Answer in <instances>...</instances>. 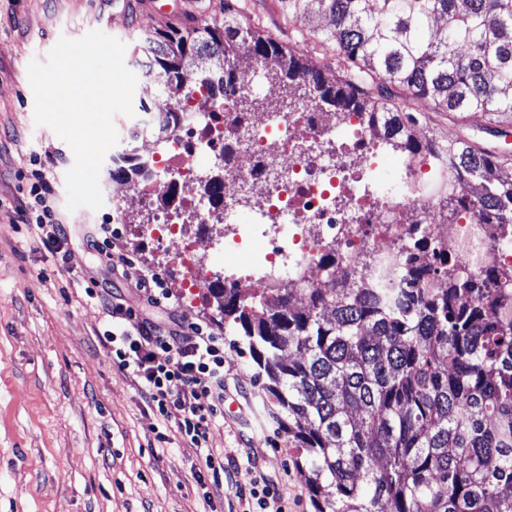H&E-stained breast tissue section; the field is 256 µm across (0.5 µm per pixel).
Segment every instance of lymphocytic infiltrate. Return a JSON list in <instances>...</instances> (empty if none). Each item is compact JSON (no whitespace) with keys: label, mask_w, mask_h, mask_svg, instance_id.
Listing matches in <instances>:
<instances>
[{"label":"lymphocytic infiltrate","mask_w":512,"mask_h":512,"mask_svg":"<svg viewBox=\"0 0 512 512\" xmlns=\"http://www.w3.org/2000/svg\"><path fill=\"white\" fill-rule=\"evenodd\" d=\"M34 168L16 213L21 223L34 226L38 236L53 255L59 254L67 241L66 228L49 205V172L40 158H33ZM108 315L109 329L101 338L111 346L112 362L133 374L141 394L160 418H169L171 410L182 417L177 429L183 441L198 450L206 470L211 471L214 488H222L220 476L225 466H246L255 471V458L246 463H225L209 445L210 430L224 409V338L206 323L191 324L189 329H163L149 319L137 316L121 302H113Z\"/></svg>","instance_id":"1"}]
</instances>
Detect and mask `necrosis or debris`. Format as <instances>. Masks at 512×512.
I'll return each instance as SVG.
<instances>
[{
    "label": "necrosis or debris",
    "mask_w": 512,
    "mask_h": 512,
    "mask_svg": "<svg viewBox=\"0 0 512 512\" xmlns=\"http://www.w3.org/2000/svg\"><path fill=\"white\" fill-rule=\"evenodd\" d=\"M258 70L240 78L234 93L211 90L200 77L185 81L169 115L166 147L145 156L150 177L125 181L112 194L118 223H129L128 199L154 207L150 237L169 246L188 290L208 280L206 260L187 237L188 224L216 227L225 253L250 252L248 263H225L224 278L244 294L274 288H382L405 271L408 238L428 239L443 275L435 287L462 275L512 269V226L490 224L477 212L445 221L437 209L444 186L460 187L430 157L401 159L385 178L379 141L356 112L271 108L281 87L269 81L257 103ZM208 154L216 175L202 173ZM209 194H202V184ZM263 225V249L250 227ZM335 253V269L322 258Z\"/></svg>",
    "instance_id": "1"
}]
</instances>
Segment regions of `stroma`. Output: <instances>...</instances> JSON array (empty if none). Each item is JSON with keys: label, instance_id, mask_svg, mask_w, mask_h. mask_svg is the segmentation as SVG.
<instances>
[{"label": "stroma", "instance_id": "stroma-1", "mask_svg": "<svg viewBox=\"0 0 512 512\" xmlns=\"http://www.w3.org/2000/svg\"><path fill=\"white\" fill-rule=\"evenodd\" d=\"M219 0H0V512H249L238 498L236 480L226 475L224 492L206 497L212 476L196 449L176 433L179 411L167 423V441L154 440L159 420L134 377L112 363L101 336L107 317L86 296L89 277L106 279L105 297H119L135 310L143 305L136 283L159 275L169 292L168 309L153 312L159 323L206 322L224 335V367L230 393L247 399L250 410L225 411L211 430L214 452L245 459L276 483L286 502L316 512L306 462L286 429L271 423L247 342L224 327L210 289L194 295L178 288L179 269L157 243L145 240L142 224L122 225L132 265L114 271L85 238L87 226L114 221L110 198L117 181L104 161L99 210L67 211L65 174L74 164L70 146L48 126L36 124L27 68L46 61L60 37L78 39L92 30L126 46L132 62L135 38L166 26L218 21ZM154 82L138 78L134 115L118 114L114 126L128 149L159 152L153 131L130 141L129 131L144 114L141 104L157 99ZM403 111L417 115L419 132L451 140L458 129L429 99L400 96ZM51 162V199L70 240L50 255L30 226L19 223L14 206L27 183L29 158Z\"/></svg>", "mask_w": 512, "mask_h": 512}]
</instances>
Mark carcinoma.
<instances>
[{
  "label": "carcinoma",
  "instance_id": "carcinoma-1",
  "mask_svg": "<svg viewBox=\"0 0 512 512\" xmlns=\"http://www.w3.org/2000/svg\"><path fill=\"white\" fill-rule=\"evenodd\" d=\"M304 42L336 45L334 81L277 38L240 0L224 22L170 27L137 39L136 63L169 108L185 77L224 92L265 66L299 99L359 112L382 147L430 155L477 182L491 224H512V157L467 136L420 140L419 118L388 85L430 98L461 128L473 112L512 122V0H281ZM326 23L315 28L311 19ZM413 238L399 288H276L240 295L216 283L224 317L248 339L264 393L309 464L317 512H512V306L501 280L454 278L429 288Z\"/></svg>",
  "mask_w": 512,
  "mask_h": 512
}]
</instances>
